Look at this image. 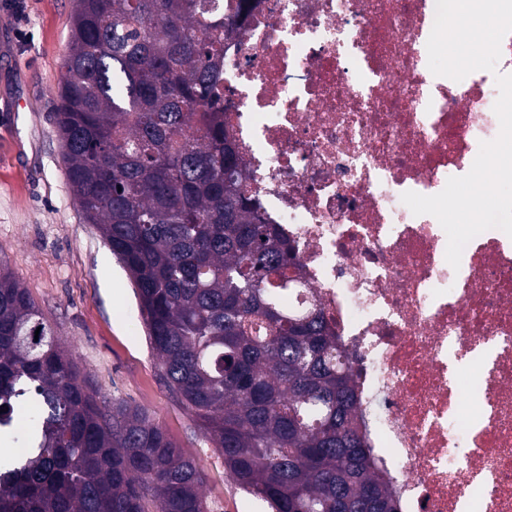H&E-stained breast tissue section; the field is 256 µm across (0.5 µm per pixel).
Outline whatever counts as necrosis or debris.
Wrapping results in <instances>:
<instances>
[{"label": "necrosis or debris", "mask_w": 512, "mask_h": 512, "mask_svg": "<svg viewBox=\"0 0 512 512\" xmlns=\"http://www.w3.org/2000/svg\"><path fill=\"white\" fill-rule=\"evenodd\" d=\"M224 126L343 350L399 512H512V238L446 261L431 196L494 140L496 72L433 75L435 0H224Z\"/></svg>", "instance_id": "4bbe7bcc"}]
</instances>
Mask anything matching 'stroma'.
I'll return each mask as SVG.
<instances>
[{"label": "stroma", "instance_id": "35a3bbf8", "mask_svg": "<svg viewBox=\"0 0 512 512\" xmlns=\"http://www.w3.org/2000/svg\"><path fill=\"white\" fill-rule=\"evenodd\" d=\"M0 0V263L27 288L83 374L108 397L144 407L205 473L210 512H269L159 378L135 288L67 180L55 113L73 0Z\"/></svg>", "mask_w": 512, "mask_h": 512}]
</instances>
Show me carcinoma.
I'll return each instance as SVG.
<instances>
[{"instance_id":"1","label":"carcinoma","mask_w":512,"mask_h":512,"mask_svg":"<svg viewBox=\"0 0 512 512\" xmlns=\"http://www.w3.org/2000/svg\"><path fill=\"white\" fill-rule=\"evenodd\" d=\"M56 127L84 220L139 300L161 376L271 512H398L323 310L287 305L293 249L242 187L208 0H74ZM30 407V427H14ZM0 512H209L148 410L108 405L0 267Z\"/></svg>"}]
</instances>
